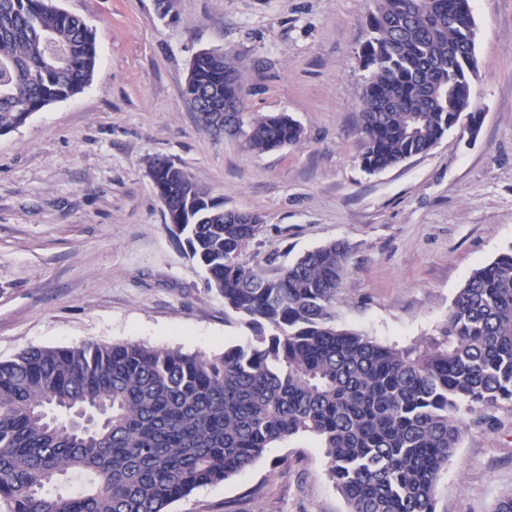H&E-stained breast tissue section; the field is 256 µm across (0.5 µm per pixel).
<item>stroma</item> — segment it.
<instances>
[{
    "label": "stroma",
    "instance_id": "obj_1",
    "mask_svg": "<svg viewBox=\"0 0 512 512\" xmlns=\"http://www.w3.org/2000/svg\"><path fill=\"white\" fill-rule=\"evenodd\" d=\"M99 54L80 94L0 135V360L32 346L139 342L206 355L239 341L224 300L171 233L151 177L184 167L227 210L258 214L252 251L279 266L349 246L338 325L405 346L434 334L474 269L512 249V0H472L475 137L371 173L358 130L371 0H58ZM219 49L245 77L244 110L292 116L299 143L265 153L207 133L183 90ZM468 423L437 512H493L512 491V403ZM170 512H347L319 441L297 436Z\"/></svg>",
    "mask_w": 512,
    "mask_h": 512
}]
</instances>
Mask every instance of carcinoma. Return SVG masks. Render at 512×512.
<instances>
[{
	"label": "carcinoma",
	"instance_id": "obj_1",
	"mask_svg": "<svg viewBox=\"0 0 512 512\" xmlns=\"http://www.w3.org/2000/svg\"><path fill=\"white\" fill-rule=\"evenodd\" d=\"M361 94L363 168L429 152L481 113L470 0H373ZM98 63L91 29L54 0H0V135L81 93ZM184 96L197 112L242 104L243 71L201 50ZM244 149L301 141L286 114L231 115ZM175 197L187 253L247 331L213 355L133 343L31 347L0 361V512H169L271 445L312 435L348 512H436L462 415L512 401V250L476 268L439 334L389 346L336 326L348 250L328 242L286 266L250 265L260 224H236L185 168Z\"/></svg>",
	"mask_w": 512,
	"mask_h": 512
}]
</instances>
